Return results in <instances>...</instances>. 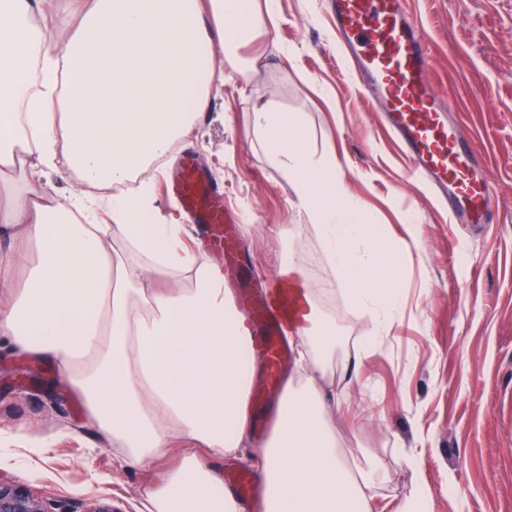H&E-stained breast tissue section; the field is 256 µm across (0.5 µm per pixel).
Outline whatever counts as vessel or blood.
Returning a JSON list of instances; mask_svg holds the SVG:
<instances>
[{
    "label": "vessel or blood",
    "instance_id": "1",
    "mask_svg": "<svg viewBox=\"0 0 512 512\" xmlns=\"http://www.w3.org/2000/svg\"><path fill=\"white\" fill-rule=\"evenodd\" d=\"M333 19L366 90L382 103L418 171L447 189L448 210L456 220L484 223L493 187L481 172L478 151L461 142L449 122L451 104L432 86L434 59L425 31L403 12L400 0H334ZM167 190L191 215L206 247L224 254L228 269H237L238 242L224 231V213L212 208L216 188L193 153L183 154L179 176ZM236 302L250 324L251 350L263 354L268 379L277 382L279 365L289 355L281 339L283 315L248 292Z\"/></svg>",
    "mask_w": 512,
    "mask_h": 512
}]
</instances>
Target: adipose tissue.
Listing matches in <instances>:
<instances>
[{"label": "adipose tissue", "mask_w": 512, "mask_h": 512, "mask_svg": "<svg viewBox=\"0 0 512 512\" xmlns=\"http://www.w3.org/2000/svg\"><path fill=\"white\" fill-rule=\"evenodd\" d=\"M62 11L79 22L56 39ZM261 18L257 0H0V172L74 176L64 200L25 176L0 183V339L58 362L86 424L127 465L177 454L148 512H243L222 477L225 458L242 454L264 512H371L366 491L387 477L338 446L330 395L314 381L336 325L292 263L274 300L292 370L272 432L250 447L246 318L218 266L190 247L189 226L152 223V183L123 190L193 134L225 64L257 72L238 50ZM251 124L378 344L401 307L385 226L350 194L335 153L312 147L303 113L260 101Z\"/></svg>", "instance_id": "ef3b65f1"}]
</instances>
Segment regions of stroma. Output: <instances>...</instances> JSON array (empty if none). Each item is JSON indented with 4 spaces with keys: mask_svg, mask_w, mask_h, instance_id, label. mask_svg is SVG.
Returning a JSON list of instances; mask_svg holds the SVG:
<instances>
[{
    "mask_svg": "<svg viewBox=\"0 0 512 512\" xmlns=\"http://www.w3.org/2000/svg\"><path fill=\"white\" fill-rule=\"evenodd\" d=\"M427 33L433 81L452 95L459 132L482 154L495 194L484 224L450 223L410 173L336 48L328 0H278L265 32L212 88L194 136L181 142L239 224L251 293L272 297L292 262L336 323L339 355L322 381L344 451L380 461L372 512L423 494L430 512H512V0H402ZM305 113L313 147L341 159L349 189L386 225L401 264L398 326L358 372L346 360L371 329L345 296L323 246L249 127L257 98ZM412 214L413 223L401 217ZM81 401L56 364L0 347V481L27 486L46 512H141L168 462L130 467L83 430Z\"/></svg>",
    "mask_w": 512,
    "mask_h": 512,
    "instance_id": "35a3bbf8",
    "label": "stroma"
}]
</instances>
